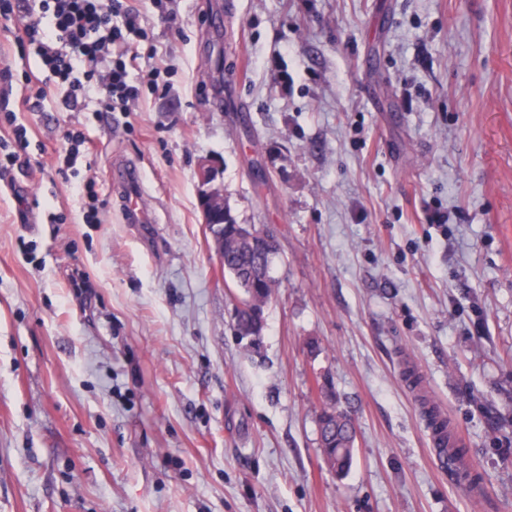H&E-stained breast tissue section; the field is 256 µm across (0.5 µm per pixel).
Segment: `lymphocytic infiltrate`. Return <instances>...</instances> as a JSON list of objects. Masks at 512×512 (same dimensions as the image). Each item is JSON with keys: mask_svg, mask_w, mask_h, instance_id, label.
I'll list each match as a JSON object with an SVG mask.
<instances>
[{"mask_svg": "<svg viewBox=\"0 0 512 512\" xmlns=\"http://www.w3.org/2000/svg\"><path fill=\"white\" fill-rule=\"evenodd\" d=\"M163 7V0H0V20L19 21L15 41L34 49L40 72H23L27 94L18 103L0 98V125L11 128L12 143H0V168L12 164L19 150L28 147L27 129L19 124L21 112L40 111L48 99V84L65 86L63 104L83 110L92 90L104 92L101 111H125L141 94L130 79V64L115 47L135 48L149 77L170 73L144 25V2Z\"/></svg>", "mask_w": 512, "mask_h": 512, "instance_id": "lymphocytic-infiltrate-1", "label": "lymphocytic infiltrate"}]
</instances>
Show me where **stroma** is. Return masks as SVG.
Here are the masks:
<instances>
[{"mask_svg": "<svg viewBox=\"0 0 512 512\" xmlns=\"http://www.w3.org/2000/svg\"><path fill=\"white\" fill-rule=\"evenodd\" d=\"M145 25L158 89L104 117L54 92L0 169V512H512V0H168ZM34 64L0 29V90ZM71 132L90 152L62 170ZM205 158L279 245L257 338ZM410 362L483 501L435 459ZM330 398L356 427L342 477ZM320 448L327 464L337 475H346L353 461L356 429L352 418L329 399L318 419Z\"/></svg>", "mask_w": 512, "mask_h": 512, "instance_id": "stroma-1", "label": "stroma"}]
</instances>
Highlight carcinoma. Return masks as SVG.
Masks as SVG:
<instances>
[{
  "mask_svg": "<svg viewBox=\"0 0 512 512\" xmlns=\"http://www.w3.org/2000/svg\"><path fill=\"white\" fill-rule=\"evenodd\" d=\"M224 225V272L243 292L234 324L242 336H258L264 327V307L276 281L270 274L273 256L257 250L252 242ZM320 448L333 472L343 476L351 468L356 429L352 418L329 401L318 419Z\"/></svg>",
  "mask_w": 512,
  "mask_h": 512,
  "instance_id": "carcinoma-1",
  "label": "carcinoma"
}]
</instances>
